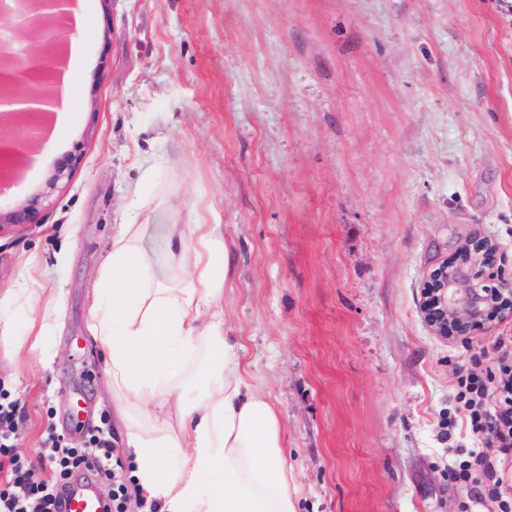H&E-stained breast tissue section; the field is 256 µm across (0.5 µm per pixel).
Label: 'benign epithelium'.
I'll return each instance as SVG.
<instances>
[{
	"mask_svg": "<svg viewBox=\"0 0 512 512\" xmlns=\"http://www.w3.org/2000/svg\"><path fill=\"white\" fill-rule=\"evenodd\" d=\"M71 0H0V16L14 15L11 40L0 39V108L11 106V125L0 123V189L20 175L31 161L40 132L52 118L56 89L47 74L63 64L59 49L62 38L59 23L67 14ZM28 48L34 60L32 72L44 77L36 94L17 79L18 49ZM55 53L42 55L45 44ZM76 159L60 163L46 183V189L33 192L23 203L7 212L0 211V227L5 224H30L40 211L43 199L58 182L70 177ZM496 245L479 238L460 248L453 263H440L423 284V311L434 331L441 336H466L476 326L493 317L512 318V284L504 281L486 284L485 268L494 262Z\"/></svg>",
	"mask_w": 512,
	"mask_h": 512,
	"instance_id": "7a95c632",
	"label": "benign epithelium"
}]
</instances>
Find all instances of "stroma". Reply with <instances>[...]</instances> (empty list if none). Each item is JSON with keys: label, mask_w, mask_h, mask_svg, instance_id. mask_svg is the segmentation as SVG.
<instances>
[{"label": "stroma", "mask_w": 512, "mask_h": 512, "mask_svg": "<svg viewBox=\"0 0 512 512\" xmlns=\"http://www.w3.org/2000/svg\"><path fill=\"white\" fill-rule=\"evenodd\" d=\"M74 111L0 193L10 209L79 155L35 223L0 228V293L24 287L43 363L0 339V392L77 446L123 420L86 326L116 224L153 282L165 231L199 212L234 266L224 330L282 424L299 512H499L455 478L476 444L456 382L512 357V319L443 337L422 287L471 237L512 279V0H83Z\"/></svg>", "instance_id": "stroma-1"}]
</instances>
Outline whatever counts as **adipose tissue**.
Instances as JSON below:
<instances>
[{
    "instance_id": "obj_1",
    "label": "adipose tissue",
    "mask_w": 512,
    "mask_h": 512,
    "mask_svg": "<svg viewBox=\"0 0 512 512\" xmlns=\"http://www.w3.org/2000/svg\"><path fill=\"white\" fill-rule=\"evenodd\" d=\"M139 233V225H115L86 310L112 396L127 416L124 445L139 496L158 512H297L278 411L250 385L241 341L224 333L229 257L219 225L172 226L171 253L189 271L175 288L151 285ZM201 342L207 360L174 431L165 398L183 388L185 363ZM134 410L150 424L129 421ZM161 448L173 450L175 463L160 459Z\"/></svg>"
}]
</instances>
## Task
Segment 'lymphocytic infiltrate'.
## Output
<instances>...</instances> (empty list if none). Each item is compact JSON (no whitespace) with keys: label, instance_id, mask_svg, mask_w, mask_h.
I'll list each match as a JSON object with an SVG mask.
<instances>
[{"label":"lymphocytic infiltrate","instance_id":"lymphocytic-infiltrate-1","mask_svg":"<svg viewBox=\"0 0 512 512\" xmlns=\"http://www.w3.org/2000/svg\"><path fill=\"white\" fill-rule=\"evenodd\" d=\"M457 388L459 408L474 437L511 448L512 365H499L493 379L462 376ZM18 430V401L0 402V512H58V500L73 474L90 468L113 486L108 512H130L131 500L118 482L105 433L79 447L61 446L55 435H47L37 460L31 461L12 452Z\"/></svg>","mask_w":512,"mask_h":512}]
</instances>
